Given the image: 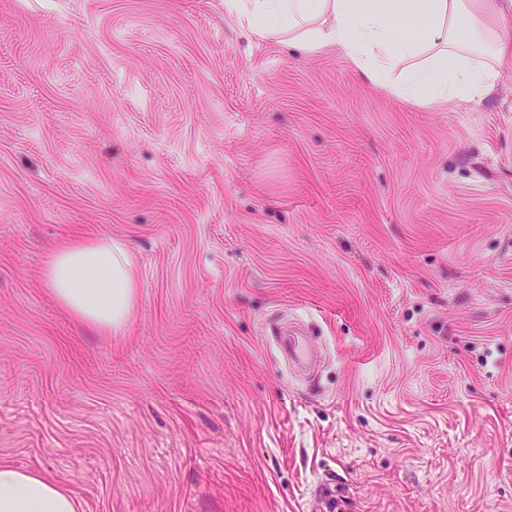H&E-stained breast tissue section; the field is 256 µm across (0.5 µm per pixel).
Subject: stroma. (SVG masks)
<instances>
[{
	"mask_svg": "<svg viewBox=\"0 0 512 512\" xmlns=\"http://www.w3.org/2000/svg\"><path fill=\"white\" fill-rule=\"evenodd\" d=\"M106 238L117 336L42 279ZM1 459L80 512H512V65L426 105L224 0H0Z\"/></svg>",
	"mask_w": 512,
	"mask_h": 512,
	"instance_id": "35a3bbf8",
	"label": "stroma"
}]
</instances>
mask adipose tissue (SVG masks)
Listing matches in <instances>:
<instances>
[{"instance_id":"obj_1","label":"adipose tissue","mask_w":512,"mask_h":512,"mask_svg":"<svg viewBox=\"0 0 512 512\" xmlns=\"http://www.w3.org/2000/svg\"><path fill=\"white\" fill-rule=\"evenodd\" d=\"M257 37L315 52L336 46L370 81L405 99L428 91L445 105L482 95L512 56V0H420L417 37L396 35L405 0H226ZM43 278L57 302L107 335L123 333L138 300L127 246L118 240L58 247ZM66 484L0 461V512H78Z\"/></svg>"}]
</instances>
